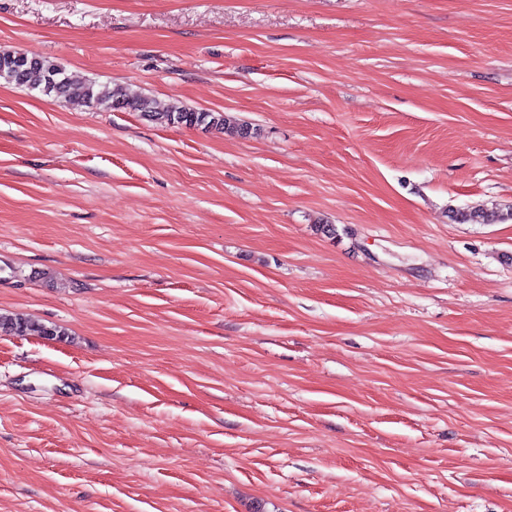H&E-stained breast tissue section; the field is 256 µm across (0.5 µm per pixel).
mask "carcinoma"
Instances as JSON below:
<instances>
[{"instance_id": "cac0c4a2", "label": "carcinoma", "mask_w": 512, "mask_h": 512, "mask_svg": "<svg viewBox=\"0 0 512 512\" xmlns=\"http://www.w3.org/2000/svg\"><path fill=\"white\" fill-rule=\"evenodd\" d=\"M0 81L28 91L37 90L58 102L65 101L78 91L84 99L106 109H134L148 120L171 126L214 128L251 134V128L223 112H201L192 109L159 111L149 98L129 86L103 84L68 71L39 55L26 53L17 58L15 51L0 52ZM452 220L462 224H499L512 220V207L502 211L468 208L453 213ZM31 324L21 318L0 315V334L23 336Z\"/></svg>"}]
</instances>
